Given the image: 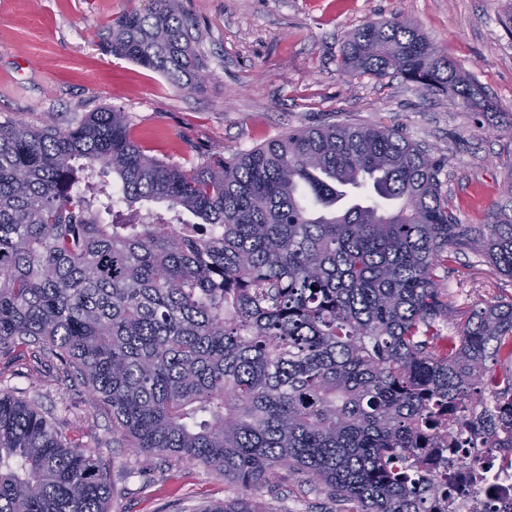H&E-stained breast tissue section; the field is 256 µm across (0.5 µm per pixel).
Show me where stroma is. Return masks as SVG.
I'll return each mask as SVG.
<instances>
[{"instance_id":"1","label":"stroma","mask_w":512,"mask_h":512,"mask_svg":"<svg viewBox=\"0 0 512 512\" xmlns=\"http://www.w3.org/2000/svg\"><path fill=\"white\" fill-rule=\"evenodd\" d=\"M148 0H0V121L51 115L68 127L102 108L136 123L151 155H232L300 126L396 125L446 162L442 190L459 223H486L512 183V0H180L206 79L178 89L159 73L112 57L108 22ZM412 21L482 87L489 110H464L399 78L341 69L346 38L365 23ZM0 389L36 399L64 437L112 460L108 512H200L234 501L263 512H335L310 476L280 469L242 492L232 477L174 456L139 460L112 434V415L57 361L31 351L0 357Z\"/></svg>"}]
</instances>
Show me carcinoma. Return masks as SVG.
I'll return each instance as SVG.
<instances>
[{
  "instance_id": "1",
  "label": "carcinoma",
  "mask_w": 512,
  "mask_h": 512,
  "mask_svg": "<svg viewBox=\"0 0 512 512\" xmlns=\"http://www.w3.org/2000/svg\"><path fill=\"white\" fill-rule=\"evenodd\" d=\"M189 29L176 0H150L101 40L182 89L199 85ZM342 66L467 110L483 99L408 20L363 25ZM133 125L114 109L0 122V357L39 346L144 460L189 457L244 491L286 469L338 512H430V462L474 421L512 472V294L462 306L444 286L455 264L512 280L507 208L458 223L444 162L393 125L293 129L183 164L147 154ZM373 174L394 210H332ZM144 202L198 222L148 224ZM111 495L109 457L0 392V512H108Z\"/></svg>"
}]
</instances>
